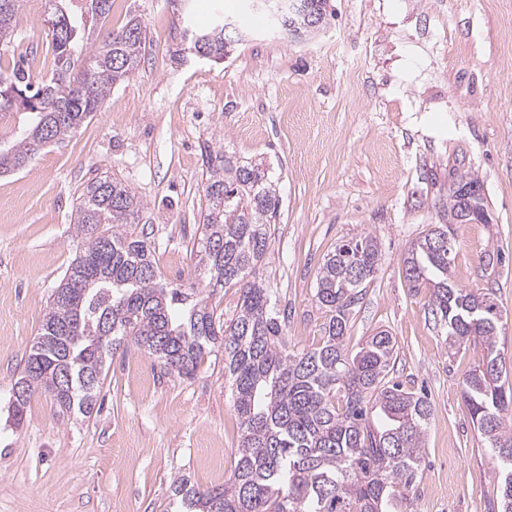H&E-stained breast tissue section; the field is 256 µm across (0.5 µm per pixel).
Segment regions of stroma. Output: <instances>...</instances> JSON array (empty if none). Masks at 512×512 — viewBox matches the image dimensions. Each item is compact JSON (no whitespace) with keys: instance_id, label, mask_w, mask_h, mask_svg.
Here are the masks:
<instances>
[{"instance_id":"35a3bbf8","label":"stroma","mask_w":512,"mask_h":512,"mask_svg":"<svg viewBox=\"0 0 512 512\" xmlns=\"http://www.w3.org/2000/svg\"><path fill=\"white\" fill-rule=\"evenodd\" d=\"M190 6L200 28L243 12V0H112L109 27L134 16L147 29L141 65L72 137L0 175V512H163L174 476L201 487L230 477L240 424L220 353L182 380L137 348L121 350L91 417H59L42 392L21 428L8 419L24 357L75 255L87 182L106 171L137 193L162 275L184 282L201 239V147L215 140L263 159L277 189L262 269L290 344L323 341L314 295L326 255L356 236L376 239L378 269L346 347L388 330L399 349L394 381L432 404L414 512H497L494 462L460 391L485 345L445 349L429 291L410 287L403 260L448 222L452 180L477 176L489 221L452 226L453 279L494 289L512 353V0H328L327 24L302 40L253 10L242 44L220 63L186 50ZM47 16L23 8L16 46L45 52Z\"/></svg>"}]
</instances>
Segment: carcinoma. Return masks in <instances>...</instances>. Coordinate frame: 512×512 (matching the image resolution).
<instances>
[{"mask_svg":"<svg viewBox=\"0 0 512 512\" xmlns=\"http://www.w3.org/2000/svg\"><path fill=\"white\" fill-rule=\"evenodd\" d=\"M24 0H0V112L28 114V126L8 150L0 173L26 169L45 146L62 142L99 112L112 86L132 76L147 46L140 20L105 28L112 0H48L50 47L10 52ZM220 20L208 30L187 23L182 39L198 56L224 60L239 39ZM200 272L194 281H161L150 237L138 229L140 197L108 174L90 181L73 220L80 240L49 297L38 336L12 396L14 424L31 397L50 393L58 413L89 417L106 363L134 346L164 373L193 378L205 355L224 349L241 437L224 487L201 488L180 475L168 512H411L432 414L424 395L387 380L396 339L387 330L367 337L353 355L345 347L350 315L376 272V240H348L324 259L315 299L326 314L323 342L288 344L264 287L262 262L271 245L279 198L263 163L202 149ZM469 174L448 190V224L435 225L407 250L405 276L431 289L429 306L445 349L458 352L479 337L487 354L466 375L461 396L491 449L500 481L498 512H512V382L499 347L502 309L489 288L452 283V224H484L485 196ZM238 293L237 313L224 323L210 298Z\"/></svg>","mask_w":512,"mask_h":512,"instance_id":"carcinoma-1","label":"carcinoma"}]
</instances>
